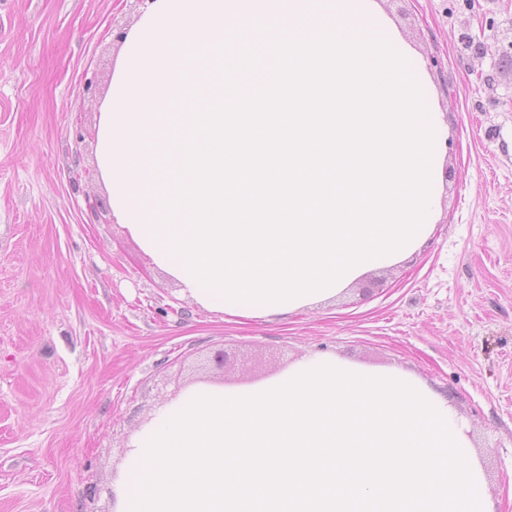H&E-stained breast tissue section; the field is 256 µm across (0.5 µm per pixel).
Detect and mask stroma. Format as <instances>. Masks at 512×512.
I'll return each mask as SVG.
<instances>
[{
    "mask_svg": "<svg viewBox=\"0 0 512 512\" xmlns=\"http://www.w3.org/2000/svg\"><path fill=\"white\" fill-rule=\"evenodd\" d=\"M382 7L448 123L437 221L335 301L265 322L182 295L112 219L94 148L137 0H0V512H112L156 408L323 353L445 393L512 512V0Z\"/></svg>",
    "mask_w": 512,
    "mask_h": 512,
    "instance_id": "35a3bbf8",
    "label": "stroma"
}]
</instances>
